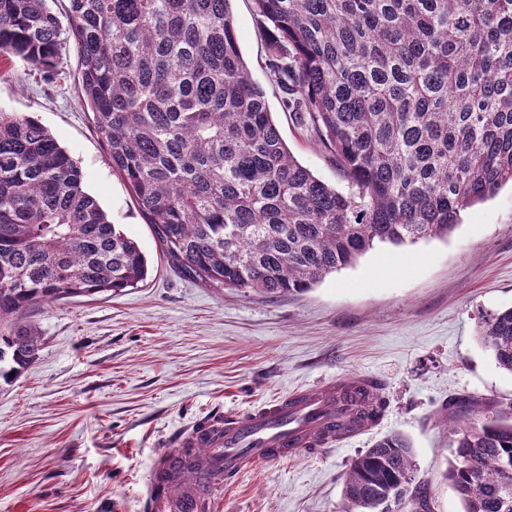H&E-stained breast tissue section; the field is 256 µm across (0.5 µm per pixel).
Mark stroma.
Listing matches in <instances>:
<instances>
[{
    "label": "stroma",
    "mask_w": 512,
    "mask_h": 512,
    "mask_svg": "<svg viewBox=\"0 0 512 512\" xmlns=\"http://www.w3.org/2000/svg\"><path fill=\"white\" fill-rule=\"evenodd\" d=\"M232 10L281 137L315 176L346 190L266 75L269 37L254 0H233ZM79 80L70 44L49 83L0 54V112L47 127L151 272L120 295L64 299L28 315L44 345L14 383L0 385V512H140L153 457L177 431L355 374L382 382L380 422L322 452L247 464L224 486L222 512H338L351 460L395 432L412 444L433 512H462L444 478L443 414L456 395L474 398L476 420L512 406V374L477 336L483 314L512 306V187L462 211L447 238L376 246L306 292L211 288L176 274L160 253L77 100Z\"/></svg>",
    "instance_id": "stroma-1"
}]
</instances>
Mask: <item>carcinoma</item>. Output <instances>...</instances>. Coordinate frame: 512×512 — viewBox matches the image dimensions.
Listing matches in <instances>:
<instances>
[{
	"mask_svg": "<svg viewBox=\"0 0 512 512\" xmlns=\"http://www.w3.org/2000/svg\"><path fill=\"white\" fill-rule=\"evenodd\" d=\"M265 69L349 191L290 153L239 49L231 0H0V52L44 74L73 43L79 102L160 252L212 288L309 290L378 244L444 238L461 211L512 184V0H255ZM148 275L138 243L83 186L34 118L0 112V383L42 350L25 323L66 298L117 295ZM479 336L512 373V307ZM351 422L385 398L357 386ZM448 403L446 479L463 512H512V407L475 421ZM472 464L466 468L465 460ZM412 446L387 435L355 457L340 512H419Z\"/></svg>",
	"mask_w": 512,
	"mask_h": 512,
	"instance_id": "1",
	"label": "carcinoma"
}]
</instances>
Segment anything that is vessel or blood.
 I'll list each match as a JSON object with an SVG mask.
<instances>
[{
    "instance_id": "obj_1",
    "label": "vessel or blood",
    "mask_w": 512,
    "mask_h": 512,
    "mask_svg": "<svg viewBox=\"0 0 512 512\" xmlns=\"http://www.w3.org/2000/svg\"><path fill=\"white\" fill-rule=\"evenodd\" d=\"M352 385L348 378L299 390L250 413L214 417L189 427L173 446L155 454L143 495L146 512H217L213 495L177 491L174 474L187 463L184 449H206L201 470L207 481L219 486L237 478L247 463L293 458L315 434L331 440L355 437L347 426L351 404L341 396Z\"/></svg>"
}]
</instances>
